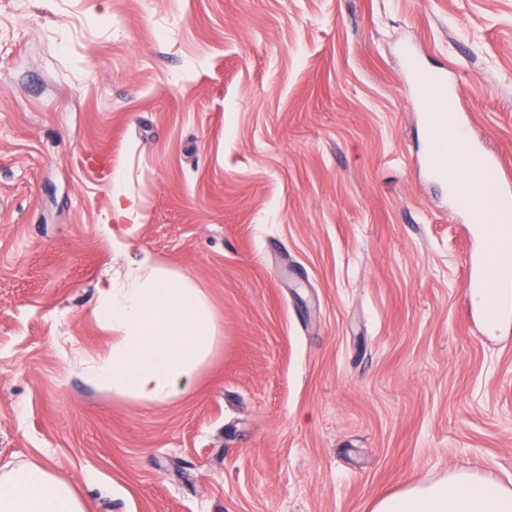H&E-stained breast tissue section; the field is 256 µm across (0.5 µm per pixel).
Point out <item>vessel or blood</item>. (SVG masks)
<instances>
[{"instance_id":"vessel-or-blood-1","label":"vessel or blood","mask_w":512,"mask_h":512,"mask_svg":"<svg viewBox=\"0 0 512 512\" xmlns=\"http://www.w3.org/2000/svg\"><path fill=\"white\" fill-rule=\"evenodd\" d=\"M408 66L426 104L424 164L434 178L447 181L452 209L472 224L482 241L481 276L476 286L489 300L479 318L483 325L501 326L512 317V306L496 298L495 291L512 280V250L496 247L495 240L512 233V182L462 121L447 72L426 69L413 59Z\"/></svg>"}]
</instances>
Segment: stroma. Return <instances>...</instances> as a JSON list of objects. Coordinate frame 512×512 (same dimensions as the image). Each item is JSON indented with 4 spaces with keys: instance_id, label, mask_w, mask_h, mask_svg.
<instances>
[{
    "instance_id": "obj_1",
    "label": "stroma",
    "mask_w": 512,
    "mask_h": 512,
    "mask_svg": "<svg viewBox=\"0 0 512 512\" xmlns=\"http://www.w3.org/2000/svg\"><path fill=\"white\" fill-rule=\"evenodd\" d=\"M512 171V0H0V468L87 512H369L512 480V325L422 164L406 55ZM137 204L104 224L112 173ZM190 275L218 341L166 407L95 386L100 287ZM510 314L512 309L499 295L495 300L489 298V301L482 306L479 318L484 326L499 327L507 322ZM370 512H512V486L456 469L436 481H414L376 498Z\"/></svg>"
}]
</instances>
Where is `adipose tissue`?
I'll return each instance as SVG.
<instances>
[{
    "mask_svg": "<svg viewBox=\"0 0 512 512\" xmlns=\"http://www.w3.org/2000/svg\"><path fill=\"white\" fill-rule=\"evenodd\" d=\"M93 315L112 335L87 371L100 388L165 406L191 391L217 342L212 305L187 274L129 266L101 288ZM0 512H86L71 481L47 466L0 469ZM370 512H512V486L456 469L376 498Z\"/></svg>",
    "mask_w": 512,
    "mask_h": 512,
    "instance_id": "1",
    "label": "adipose tissue"
}]
</instances>
